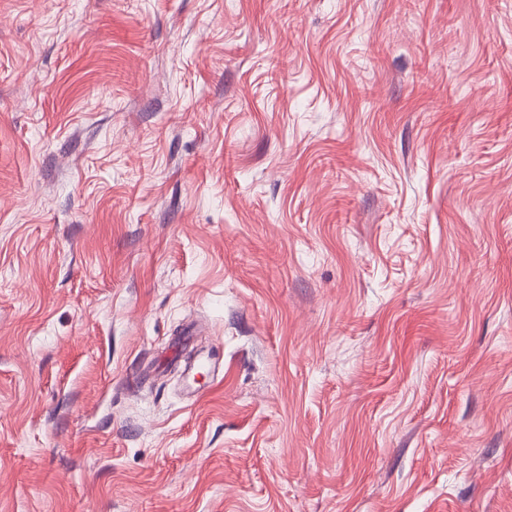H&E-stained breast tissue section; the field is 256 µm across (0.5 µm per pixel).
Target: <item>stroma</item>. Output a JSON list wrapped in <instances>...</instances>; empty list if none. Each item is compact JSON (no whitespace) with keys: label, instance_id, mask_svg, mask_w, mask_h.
I'll return each instance as SVG.
<instances>
[{"label":"stroma","instance_id":"1","mask_svg":"<svg viewBox=\"0 0 512 512\" xmlns=\"http://www.w3.org/2000/svg\"><path fill=\"white\" fill-rule=\"evenodd\" d=\"M0 512H512V0H0Z\"/></svg>","mask_w":512,"mask_h":512}]
</instances>
